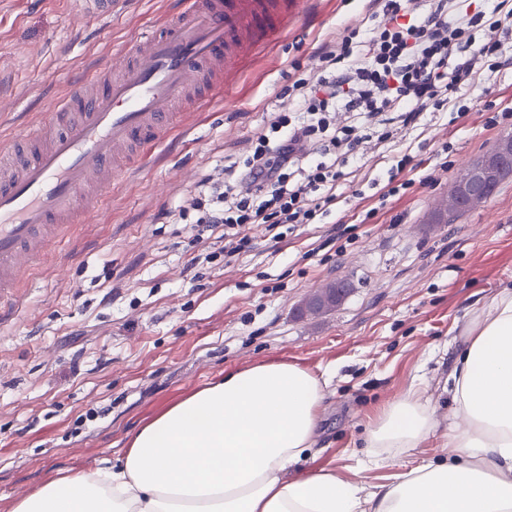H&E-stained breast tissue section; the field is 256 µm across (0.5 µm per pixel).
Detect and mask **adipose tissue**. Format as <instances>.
<instances>
[{
	"label": "adipose tissue",
	"instance_id": "1",
	"mask_svg": "<svg viewBox=\"0 0 512 512\" xmlns=\"http://www.w3.org/2000/svg\"><path fill=\"white\" fill-rule=\"evenodd\" d=\"M448 380L460 424L445 456L364 492L321 470L288 468L312 448L323 377L255 365L173 405L132 439L118 464L46 484L15 512H512V289L465 324ZM435 420L418 389L384 405L366 430L374 456L419 447Z\"/></svg>",
	"mask_w": 512,
	"mask_h": 512
}]
</instances>
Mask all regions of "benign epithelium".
<instances>
[{"mask_svg": "<svg viewBox=\"0 0 512 512\" xmlns=\"http://www.w3.org/2000/svg\"><path fill=\"white\" fill-rule=\"evenodd\" d=\"M509 160L512 161V136L499 139L494 150L480 161L463 165L454 186L448 191V200L464 191L471 205L481 204L484 191L500 182L505 174L503 162Z\"/></svg>", "mask_w": 512, "mask_h": 512, "instance_id": "7a95c632", "label": "benign epithelium"}]
</instances>
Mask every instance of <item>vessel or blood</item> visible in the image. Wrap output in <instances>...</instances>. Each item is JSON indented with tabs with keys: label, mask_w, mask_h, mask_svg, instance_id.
<instances>
[{
	"label": "vessel or blood",
	"mask_w": 512,
	"mask_h": 512,
	"mask_svg": "<svg viewBox=\"0 0 512 512\" xmlns=\"http://www.w3.org/2000/svg\"><path fill=\"white\" fill-rule=\"evenodd\" d=\"M287 28L288 0H182L175 22L74 86L56 112L66 132L41 123L18 137V169L0 179V299L98 209L109 175L168 137L185 94L203 105L223 97L245 55Z\"/></svg>",
	"instance_id": "1"
}]
</instances>
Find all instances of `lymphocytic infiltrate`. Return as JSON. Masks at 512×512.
I'll return each mask as SVG.
<instances>
[{
    "mask_svg": "<svg viewBox=\"0 0 512 512\" xmlns=\"http://www.w3.org/2000/svg\"><path fill=\"white\" fill-rule=\"evenodd\" d=\"M484 2L371 0L360 23L321 45L320 70L293 83L291 114L272 117L234 181L204 189L205 223L232 229L235 253L254 225L313 223L365 130L389 141L393 122L414 124L500 66L512 0Z\"/></svg>",
    "mask_w": 512,
    "mask_h": 512,
    "instance_id": "f902f5d3",
    "label": "lymphocytic infiltrate"
}]
</instances>
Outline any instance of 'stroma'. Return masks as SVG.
I'll list each match as a JSON object with an SVG mask.
<instances>
[{
	"instance_id": "1",
	"label": "stroma",
	"mask_w": 512,
	"mask_h": 512,
	"mask_svg": "<svg viewBox=\"0 0 512 512\" xmlns=\"http://www.w3.org/2000/svg\"><path fill=\"white\" fill-rule=\"evenodd\" d=\"M286 35L247 62L228 100L177 117L135 172L114 178L108 203L75 225L33 269L0 323V512L61 476L120 457L133 435L224 375L286 362L327 373L316 443L290 475L330 470L365 490L442 456L454 420L448 374L459 331L512 287V181L451 224L429 218L462 163L485 154L512 119L488 125V102L512 103L510 63L483 72L461 102L399 130L413 186L380 202L372 181L392 150L362 141L338 199L315 223L279 240L251 232L250 250L224 252L223 227L181 219L205 178L230 181L288 88L319 67L323 42L362 0H298ZM178 12V0H122L109 19L75 0H0V145L48 121L84 69L128 50ZM450 167H443V160ZM353 293L333 313L299 317L331 280ZM419 388L437 423L409 455L374 462L365 430L382 405Z\"/></svg>"
}]
</instances>
